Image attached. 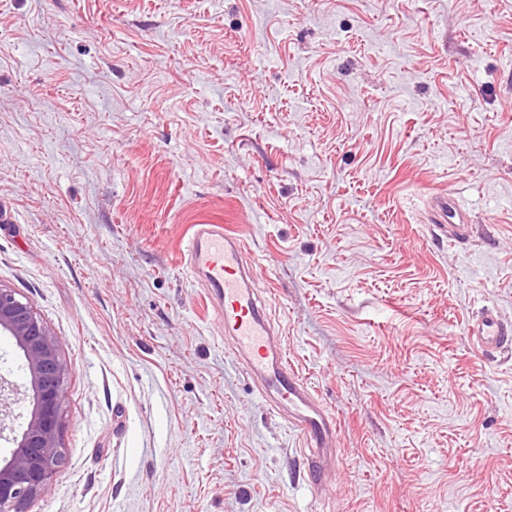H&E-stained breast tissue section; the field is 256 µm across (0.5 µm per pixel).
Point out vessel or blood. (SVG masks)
<instances>
[{
  "label": "vessel or blood",
  "instance_id": "b4317fda",
  "mask_svg": "<svg viewBox=\"0 0 512 512\" xmlns=\"http://www.w3.org/2000/svg\"><path fill=\"white\" fill-rule=\"evenodd\" d=\"M433 227L439 237L469 243V215L454 200H431ZM185 267L208 289L224 317V334L235 356L247 363L261 382L260 395L269 406L287 409L288 425L309 449L307 478L316 491L327 487L326 474L335 459L336 419L289 365L286 351L274 341L275 329L265 300L255 285L256 265L247 259L244 242L220 224H195L184 250ZM468 334L485 353L512 346V323L487 309L469 321Z\"/></svg>",
  "mask_w": 512,
  "mask_h": 512
}]
</instances>
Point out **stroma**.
<instances>
[{"label":"stroma","mask_w":512,"mask_h":512,"mask_svg":"<svg viewBox=\"0 0 512 512\" xmlns=\"http://www.w3.org/2000/svg\"><path fill=\"white\" fill-rule=\"evenodd\" d=\"M454 197L467 246L431 235ZM228 225L327 491L181 256ZM0 284L67 365L30 512H512V0H0ZM467 329L482 352L492 353L512 346V323L501 319L492 309L487 308L470 320Z\"/></svg>","instance_id":"obj_1"}]
</instances>
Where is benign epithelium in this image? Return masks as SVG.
<instances>
[{
  "label": "benign epithelium",
  "mask_w": 512,
  "mask_h": 512,
  "mask_svg": "<svg viewBox=\"0 0 512 512\" xmlns=\"http://www.w3.org/2000/svg\"><path fill=\"white\" fill-rule=\"evenodd\" d=\"M15 342L24 357L29 379V413L18 426L6 421L12 414L4 409L9 391L0 377V433L10 429L13 448L0 463V512H29L66 463L59 441L63 417L66 365L55 338L30 302L0 284V333Z\"/></svg>",
  "instance_id": "7a95c632"
}]
</instances>
